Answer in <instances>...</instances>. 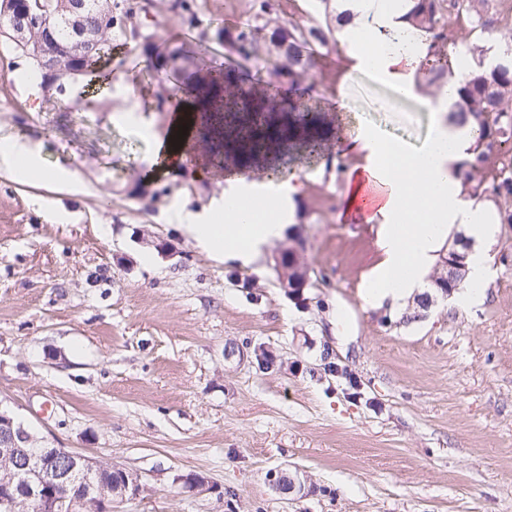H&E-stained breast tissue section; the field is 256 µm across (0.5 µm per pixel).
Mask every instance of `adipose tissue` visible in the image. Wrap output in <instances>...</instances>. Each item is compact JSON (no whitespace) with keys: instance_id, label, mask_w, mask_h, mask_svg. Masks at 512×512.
I'll return each instance as SVG.
<instances>
[{"instance_id":"ef3b65f1","label":"adipose tissue","mask_w":512,"mask_h":512,"mask_svg":"<svg viewBox=\"0 0 512 512\" xmlns=\"http://www.w3.org/2000/svg\"><path fill=\"white\" fill-rule=\"evenodd\" d=\"M343 7L351 18L339 23L336 37L349 48L351 73L373 76L390 88L396 100L418 102L432 114L431 130L420 146L391 138L372 126L347 143L348 151L364 156L366 162L348 176L342 215L377 224L381 252L364 300L401 309L426 283L452 226L467 225L478 242L493 236L492 216L463 196L457 176L473 133L470 127L453 125L447 116L468 70L459 68L436 95L426 94L419 72L426 38L404 18L411 0H343ZM191 123V112L180 108L170 114L167 135L152 142L149 177L188 173L189 156L175 139L179 127ZM0 173L20 182L36 176L57 184L74 179L65 166L45 170L38 151L18 136L0 140ZM367 184L383 188L375 203L364 199ZM172 213L174 223L198 246L238 261L255 256L293 219L287 187L270 177L239 180L205 214L181 203L174 205Z\"/></svg>"}]
</instances>
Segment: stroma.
<instances>
[{
    "instance_id": "obj_1",
    "label": "stroma",
    "mask_w": 512,
    "mask_h": 512,
    "mask_svg": "<svg viewBox=\"0 0 512 512\" xmlns=\"http://www.w3.org/2000/svg\"><path fill=\"white\" fill-rule=\"evenodd\" d=\"M254 3L194 0L200 26H159L158 53L202 43L268 80L271 63L226 55L213 28ZM4 29L0 15V136L41 145L44 168L75 174L70 189L0 175V408L35 446L138 473L143 492L123 512H512V224H497L468 307H370L376 227L338 218L363 157L296 160L293 224L252 262L221 261L170 210L207 208L239 173L148 178L150 137L169 114L140 47L113 49L111 94L73 76L64 103L21 81ZM349 66L343 46L313 59L305 105L326 118L327 152L366 125L421 143L430 113L372 76L355 75L335 108ZM48 206L66 221L47 223ZM292 247L308 278L297 294L276 263ZM279 470L294 491L273 487ZM192 473L208 491L182 488Z\"/></svg>"
}]
</instances>
